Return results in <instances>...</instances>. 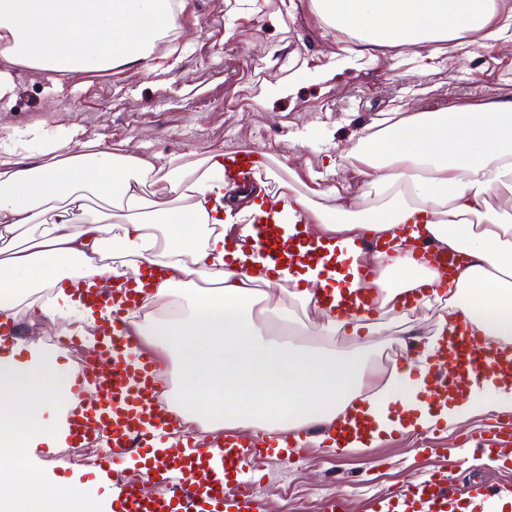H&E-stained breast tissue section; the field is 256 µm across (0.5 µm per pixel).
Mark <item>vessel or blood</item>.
I'll return each instance as SVG.
<instances>
[{"label": "vessel or blood", "mask_w": 512, "mask_h": 512, "mask_svg": "<svg viewBox=\"0 0 512 512\" xmlns=\"http://www.w3.org/2000/svg\"><path fill=\"white\" fill-rule=\"evenodd\" d=\"M269 160L252 149H239L224 155V172L244 173L268 182ZM251 246L265 260L262 273L271 285H278L279 270L294 263L329 264L332 255L326 244L309 241L305 232L288 238L284 228L269 217L257 218ZM408 246L418 260L433 268L440 282L455 278L464 260L453 253H438L423 237H412ZM378 277L375 269L359 271L361 289L344 299L345 311L363 315L369 293ZM131 277L105 279L102 286L83 289L89 303L105 311L98 331L105 343L85 348V360L74 371L75 408L72 426L80 442L106 440L98 459V474L111 481L118 494L120 512H264L263 504L250 491L256 472L255 462L271 445V438L234 431L224 435L223 470L215 472L205 456L183 455L168 447L171 435L180 432L166 386L156 362L135 351L134 339L123 336L125 311L138 306V293ZM447 359L430 369L432 383L428 398L438 401L453 394L465 395L473 382L512 375V357L487 349L475 337L461 334L449 338ZM160 457H151L153 448ZM144 457V469L137 478H125L120 466L127 456ZM153 484L154 492L143 489ZM404 512H459L445 476L431 475L409 483L400 495Z\"/></svg>", "instance_id": "vessel-or-blood-1"}]
</instances>
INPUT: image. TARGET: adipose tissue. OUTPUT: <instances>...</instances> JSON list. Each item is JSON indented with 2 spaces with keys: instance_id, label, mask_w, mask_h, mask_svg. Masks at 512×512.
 <instances>
[{
  "instance_id": "obj_1",
  "label": "adipose tissue",
  "mask_w": 512,
  "mask_h": 512,
  "mask_svg": "<svg viewBox=\"0 0 512 512\" xmlns=\"http://www.w3.org/2000/svg\"><path fill=\"white\" fill-rule=\"evenodd\" d=\"M185 0H0V60L39 72L80 73L133 66L186 22ZM317 21L335 35L336 66L362 69L381 48L407 50L440 42L495 38L512 27L499 0H310ZM348 161L374 192L355 209L340 188L319 199L289 196L285 215L303 214L308 233L345 247L351 268L380 267L378 309L430 308L437 273L417 263L403 243L377 248L403 224L423 223L441 249L468 264L448 284L445 311L419 337L417 368L391 370L383 382L362 358L382 321L363 322L315 304L307 284L316 269L285 271L290 290L265 332L256 311L265 299L261 264L247 238L251 219L270 201L263 185L240 191L224 177V154L186 151L118 154L98 140L50 138L40 160L0 161V316L15 299L42 288L36 307L58 324L94 326L92 308L69 287L90 273L169 272L151 288L157 319L125 317L127 335L169 364L181 424L205 435L208 464L221 470L216 437L229 428L262 437L292 434L309 443L317 423L342 448H369L383 438L436 425L459 426L475 411L512 413V381L484 380L461 397L426 400L428 361L445 352L449 331L464 323L481 343L512 345V225L490 205L512 204V96L491 95L437 112H382L362 126L356 144L329 159L327 172ZM163 185L169 201L148 217L143 193ZM107 205L90 213L88 203ZM366 248L356 247V240ZM316 309L321 340L296 346L287 332L292 306ZM354 350L336 353V336ZM58 349L0 336V512L35 502L38 512H100L111 491L97 495L72 479H48L16 465L35 448H63L71 434L72 377Z\"/></svg>"
}]
</instances>
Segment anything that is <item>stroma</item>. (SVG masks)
Segmentation results:
<instances>
[{
	"label": "stroma",
	"mask_w": 512,
	"mask_h": 512,
	"mask_svg": "<svg viewBox=\"0 0 512 512\" xmlns=\"http://www.w3.org/2000/svg\"><path fill=\"white\" fill-rule=\"evenodd\" d=\"M309 0H188L199 31L191 42L171 38L151 61L108 72L48 77L9 67L15 89L0 98V158H39L43 139L79 126L84 138L114 151L137 144L147 155L254 148L290 166L322 168L350 147L362 125L401 108L433 112L483 94L512 95V31L456 46L389 50L377 64L325 79L335 37L311 14ZM40 126L42 138L27 136ZM489 418L479 412L455 430L420 429L383 439L365 454L309 443L287 462L266 451L254 487L266 512H323L325 500L348 496V512H364L371 495L398 494L414 478L451 463L460 489L483 483L512 492V464L475 444Z\"/></svg>",
	"instance_id": "stroma-1"
}]
</instances>
